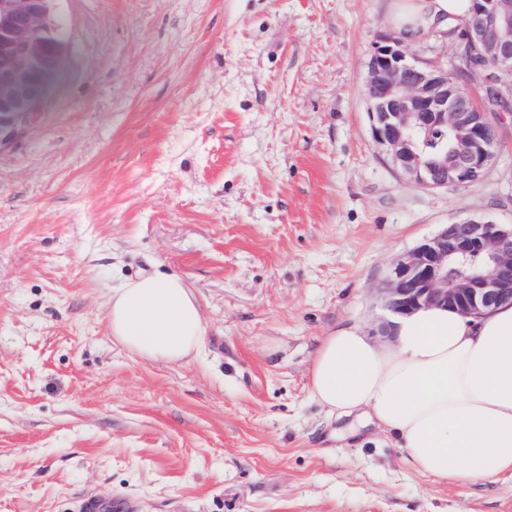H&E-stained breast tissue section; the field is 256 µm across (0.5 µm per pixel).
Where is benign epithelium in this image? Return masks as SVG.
I'll return each instance as SVG.
<instances>
[{
  "label": "benign epithelium",
  "instance_id": "1",
  "mask_svg": "<svg viewBox=\"0 0 512 512\" xmlns=\"http://www.w3.org/2000/svg\"><path fill=\"white\" fill-rule=\"evenodd\" d=\"M56 0H0V148L35 120L64 68ZM472 74L483 78L494 117L454 83L439 62L408 53L394 34L381 36L367 62L371 133L403 179L431 189L481 180L494 158L495 123L512 117V0H476L461 24ZM434 157L423 160V154ZM392 315L450 307L464 316L512 304V225L467 217L395 260L382 288Z\"/></svg>",
  "mask_w": 512,
  "mask_h": 512
}]
</instances>
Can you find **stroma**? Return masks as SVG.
<instances>
[{
  "label": "stroma",
  "mask_w": 512,
  "mask_h": 512,
  "mask_svg": "<svg viewBox=\"0 0 512 512\" xmlns=\"http://www.w3.org/2000/svg\"><path fill=\"white\" fill-rule=\"evenodd\" d=\"M394 0H56L66 65L0 149V512H512L439 485L308 391L323 336L374 333L395 259L512 224V118L480 181L430 189L375 143L367 61ZM180 275L182 363L113 341V288Z\"/></svg>",
  "instance_id": "35a3bbf8"
}]
</instances>
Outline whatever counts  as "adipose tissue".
<instances>
[{"instance_id":"1","label":"adipose tissue","mask_w":512,"mask_h":512,"mask_svg":"<svg viewBox=\"0 0 512 512\" xmlns=\"http://www.w3.org/2000/svg\"><path fill=\"white\" fill-rule=\"evenodd\" d=\"M469 0H397L407 43ZM107 319L114 340L147 362L178 363L199 351L206 327L181 276L153 272L113 289ZM309 394L328 413L367 416L396 438L415 471L440 485L512 477V305L465 317L428 308L397 317L380 343L357 326L324 336L309 370Z\"/></svg>"}]
</instances>
